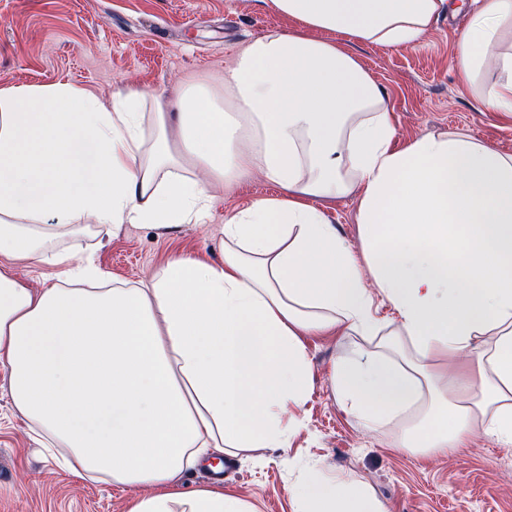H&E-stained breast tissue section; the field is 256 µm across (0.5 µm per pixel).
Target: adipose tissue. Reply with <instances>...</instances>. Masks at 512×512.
Returning <instances> with one entry per match:
<instances>
[{
  "label": "adipose tissue",
  "instance_id": "adipose-tissue-1",
  "mask_svg": "<svg viewBox=\"0 0 512 512\" xmlns=\"http://www.w3.org/2000/svg\"><path fill=\"white\" fill-rule=\"evenodd\" d=\"M296 28L244 45L219 85L173 107L116 87H0V363L50 457L78 478L136 486L127 512H249L223 489H183L218 452L284 448L312 381L303 339L363 341L332 385L365 428L426 455L476 436L512 445V154L463 133L397 148L357 43L410 48L454 0H267ZM461 80L512 116V0H471ZM259 174L279 197L226 216L223 257L174 256L104 287L58 240L83 220L200 223L212 188ZM356 196L354 256L324 202ZM57 267L29 287L21 266ZM370 271L392 319L378 317ZM384 337V349L366 343ZM293 512H387L357 480L310 466Z\"/></svg>",
  "mask_w": 512,
  "mask_h": 512
}]
</instances>
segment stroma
<instances>
[{"label": "stroma", "instance_id": "1", "mask_svg": "<svg viewBox=\"0 0 512 512\" xmlns=\"http://www.w3.org/2000/svg\"><path fill=\"white\" fill-rule=\"evenodd\" d=\"M471 22L465 8L452 19L440 15L416 47L356 45L387 95L396 147L462 132L512 153V118L489 111L459 78L454 43ZM291 27L266 0H0V87L64 79L105 103L119 85L168 102L190 84L219 83L247 42ZM215 194L206 223L168 231L92 225L60 246L77 258L93 254L108 278L134 284L172 255L220 261L225 217L281 191L253 174ZM325 211L353 253H360L357 198L336 199ZM351 343L348 336L305 337L312 392L296 412L299 424L288 447L243 452L225 473L224 490L253 512H292L291 485L321 462L366 483L388 512H512V446L478 436L437 457L413 454L395 449L392 430L370 434L341 408L331 369ZM135 493L130 486L78 479L43 456L13 407L8 371L0 364V512H126Z\"/></svg>", "mask_w": 512, "mask_h": 512}]
</instances>
